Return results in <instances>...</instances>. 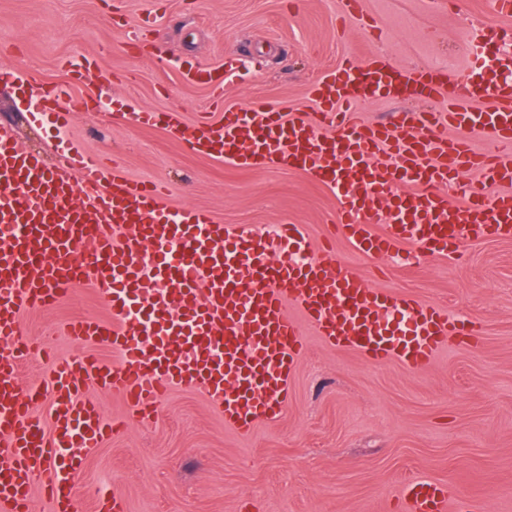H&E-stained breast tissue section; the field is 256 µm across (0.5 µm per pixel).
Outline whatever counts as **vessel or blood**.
<instances>
[{
	"instance_id": "vessel-or-blood-1",
	"label": "vessel or blood",
	"mask_w": 512,
	"mask_h": 512,
	"mask_svg": "<svg viewBox=\"0 0 512 512\" xmlns=\"http://www.w3.org/2000/svg\"><path fill=\"white\" fill-rule=\"evenodd\" d=\"M480 57L470 95L490 93L494 103L478 112L452 100L440 73L377 59L346 63L318 80L312 118L284 102L228 109L218 121L193 125L146 110L125 118L163 126L239 168L310 173L335 191L338 227L367 256L454 257L464 242L512 237V51L489 38ZM91 68L73 60L67 85L34 86L43 111L67 122L56 106ZM409 95L426 110L404 108L388 123L367 125L354 109L361 96ZM460 127L485 134L492 150L447 137ZM381 151L391 163H378ZM466 172L480 185L462 184L461 204L451 205L445 189ZM168 194L165 181L137 183L96 160L48 166L0 131V512H30L37 485L52 512H81L71 476L113 431L85 382L120 396L141 421L172 388L193 387L244 433L282 415L306 348L303 327L333 348L410 371L429 367L448 343L480 341L476 325L447 308L373 287L341 270L333 250L309 253L301 225L278 224L266 236L238 231L206 211H172ZM382 222L386 231L376 232ZM303 252L307 260L297 261ZM84 280L111 316L72 321L64 331L76 345L112 349L115 360L82 352L55 361L44 418L34 411L36 394L19 387L18 365L50 340L24 336L20 314L53 307ZM291 307L297 317L288 315ZM449 502L448 485L414 481L401 512H448Z\"/></svg>"
}]
</instances>
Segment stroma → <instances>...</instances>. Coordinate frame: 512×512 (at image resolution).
I'll return each instance as SVG.
<instances>
[{
  "mask_svg": "<svg viewBox=\"0 0 512 512\" xmlns=\"http://www.w3.org/2000/svg\"><path fill=\"white\" fill-rule=\"evenodd\" d=\"M344 13V0H0V70L20 76L0 82V127L50 165L73 150L115 162L134 181L163 179L169 206L211 212L234 229L303 225L314 249L336 218L331 189L299 171L212 159L162 128L123 121L114 103L186 124L257 101L311 113L309 90L325 71L384 56L407 69H442L461 106H489L466 86L469 44L488 30L512 32V15L494 0H361L357 19ZM131 30L141 31L143 50L127 45ZM229 54L241 68L222 93L180 75L189 66L221 69ZM84 56L96 70L73 90L68 124L39 119L29 84L66 82V61ZM334 247L342 268L478 324L480 345H448L412 372L367 363L306 331L286 410L247 435L226 427L194 389H173L157 416L139 422L119 396L88 386L116 429L74 475L84 512H94L96 494L112 492L125 512H394L416 478L449 484L456 501L512 512V240L417 261L374 260L341 237ZM107 315L88 284L51 311H24L23 334L54 343L49 356L22 362L21 388L41 381L52 359L74 354L59 333L64 323Z\"/></svg>",
  "mask_w": 512,
  "mask_h": 512,
  "instance_id": "35a3bbf8",
  "label": "stroma"
}]
</instances>
